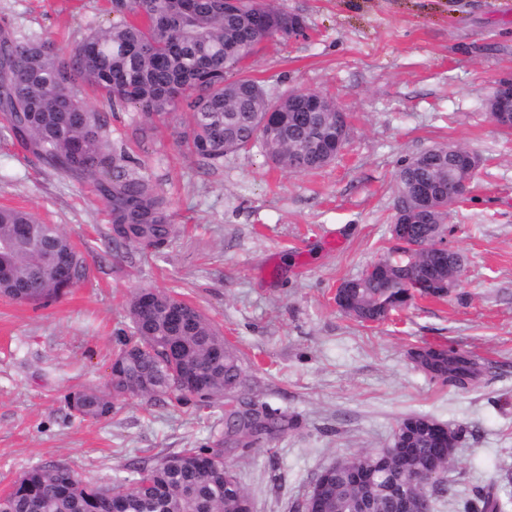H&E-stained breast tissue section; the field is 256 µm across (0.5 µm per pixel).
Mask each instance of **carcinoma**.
<instances>
[{
    "instance_id": "cac0c4a2",
    "label": "carcinoma",
    "mask_w": 512,
    "mask_h": 512,
    "mask_svg": "<svg viewBox=\"0 0 512 512\" xmlns=\"http://www.w3.org/2000/svg\"><path fill=\"white\" fill-rule=\"evenodd\" d=\"M115 11L130 16L99 32L84 34L72 54L62 60L44 43L0 34V64L20 58L21 76L0 72V115L7 133L55 172L83 181L108 210L112 242L158 249L168 243L172 224L166 202L133 159L114 148L107 121L80 97L87 84L113 108L131 105L151 119L187 109L184 144L203 167H214L224 156L260 145L279 168L306 173L336 158V102L308 112L283 96L271 100L264 87L244 75L242 61L266 40L288 36V13L265 0H113ZM278 111L277 127L264 126L267 112ZM446 157L432 167L408 164L398 182L426 184L449 195L455 203L465 194L463 177ZM434 221L409 223V236L424 244L430 235L444 239L448 209L433 212ZM33 226L35 243L24 241L22 228ZM70 252L73 280L86 279L87 259L70 237L54 224H44L31 212L0 207V295L19 302L40 303L66 290L55 268L41 264L38 250ZM382 273L349 281V298L365 316L380 320L407 304L408 289L419 280L431 283L436 298L456 287L459 270L453 264L435 265L427 249L418 260L400 265L380 258ZM133 332L124 337L117 354L121 368L112 390L74 392L67 406L82 419L107 418L116 395L211 408L223 402L224 384L241 385L236 353L224 346L220 330L193 304L177 295L152 288L136 290L128 304ZM415 361L435 381L464 388L475 378L477 363L445 349H423ZM195 375L189 391L179 379ZM234 444L248 453L257 443L258 423L266 421L269 436L288 430L286 415L251 400L225 412ZM414 457L435 461L446 472L453 457L444 448L419 440ZM359 465L374 473L375 487L351 481L343 472L327 480L325 512H402L400 502L382 495L377 486L407 483L398 458L380 452L355 454ZM130 487L113 482L91 483L68 463L56 462L23 472L0 497V512H242L248 495L230 483L224 440L201 448H184L151 465L133 468ZM512 484L475 490L467 512H503L501 492Z\"/></svg>"
}]
</instances>
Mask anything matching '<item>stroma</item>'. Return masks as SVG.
Masks as SVG:
<instances>
[{"mask_svg": "<svg viewBox=\"0 0 512 512\" xmlns=\"http://www.w3.org/2000/svg\"><path fill=\"white\" fill-rule=\"evenodd\" d=\"M504 2L274 0L307 34L263 43L248 75L270 98L320 91L347 115L344 150L306 174L257 147L203 168L179 147V122L110 112L83 87L112 143L145 164L169 203L173 235L156 251L114 245L86 184L0 134V206L60 226L90 266L87 281L47 304L0 296V495L37 465L63 461L96 482L223 438L220 406L118 397L100 421L68 408L69 393L109 390L140 288L176 292L214 320L240 357L242 396L292 418L247 456L224 450L253 512H299L324 468L390 446L411 415L462 432L435 512H462L475 487L512 472V131L486 108L512 78ZM116 20L109 0H0V29L50 40L64 59L82 34ZM446 144L481 159L448 212L459 287L413 298L381 322L356 320L337 306L338 286L395 250L398 173ZM426 347L467 354L478 377L464 389L432 380L409 357Z\"/></svg>", "mask_w": 512, "mask_h": 512, "instance_id": "obj_1", "label": "stroma"}]
</instances>
